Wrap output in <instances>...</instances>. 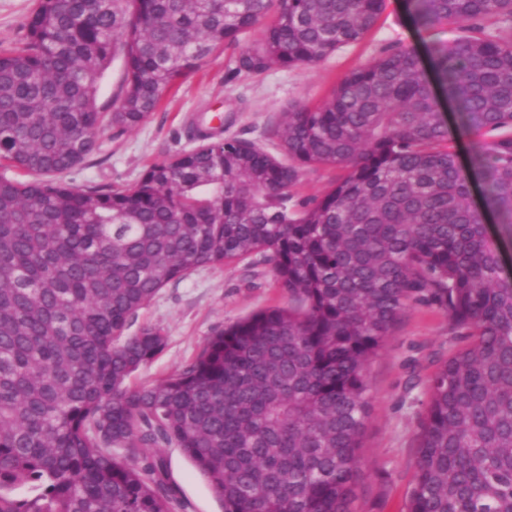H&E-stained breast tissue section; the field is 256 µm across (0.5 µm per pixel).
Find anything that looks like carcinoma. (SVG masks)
<instances>
[{
  "instance_id": "cac0c4a2",
  "label": "carcinoma",
  "mask_w": 512,
  "mask_h": 512,
  "mask_svg": "<svg viewBox=\"0 0 512 512\" xmlns=\"http://www.w3.org/2000/svg\"><path fill=\"white\" fill-rule=\"evenodd\" d=\"M384 0H37L0 50V512H188L159 449L193 463L222 512H352L366 368L412 302L459 347L430 379L406 512H512V0H408L456 35L399 46L288 110L287 160L199 131L130 187L56 180L132 130L164 91L266 18L238 69L321 62ZM124 94L97 106L116 54ZM442 90L472 133L482 203L449 145ZM345 175L288 209L299 168ZM35 175L18 180L10 171ZM259 254L289 305L239 319L151 384L164 350L135 326L168 283ZM25 487L28 493L15 490Z\"/></svg>"
}]
</instances>
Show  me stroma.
<instances>
[{
	"mask_svg": "<svg viewBox=\"0 0 512 512\" xmlns=\"http://www.w3.org/2000/svg\"><path fill=\"white\" fill-rule=\"evenodd\" d=\"M35 2L0 0V49L23 36ZM261 35V29H254L242 36L240 45L210 54L199 70L164 92L158 108L138 128L122 134L109 127L100 129V153L64 174V181L77 187L133 186L146 164L194 147L197 118L217 112L224 115L225 136L256 142L280 155L276 131L291 106L324 102L345 73L393 44L422 52L429 41L451 39L454 32L422 31L409 16L406 0H384L375 25L361 41L339 48L318 64L262 74L237 71L241 44H254ZM340 175V169L333 167L303 168L289 190V208L300 209L321 196ZM287 303V293L257 255L204 267L168 284L139 313V323L165 329L167 345L136 373V382L172 374L194 358L215 331L266 307ZM457 346L447 315L429 303L414 302L368 364L369 409L354 483L355 512H404L417 469L428 381ZM163 455L189 512H221L204 478L178 448H166Z\"/></svg>",
	"mask_w": 512,
	"mask_h": 512,
	"instance_id": "obj_1",
	"label": "stroma"
}]
</instances>
